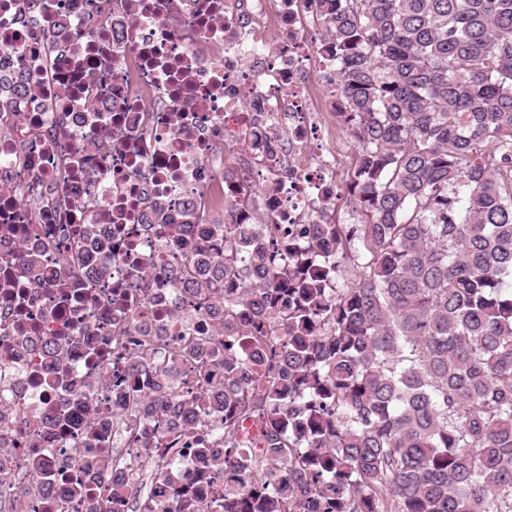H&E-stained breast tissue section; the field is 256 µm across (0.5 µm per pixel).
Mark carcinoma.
I'll use <instances>...</instances> for the list:
<instances>
[{
  "label": "carcinoma",
  "mask_w": 512,
  "mask_h": 512,
  "mask_svg": "<svg viewBox=\"0 0 512 512\" xmlns=\"http://www.w3.org/2000/svg\"><path fill=\"white\" fill-rule=\"evenodd\" d=\"M323 24L363 223L299 250L216 224L222 253L168 225L194 294L224 279L220 326L250 313L210 412L262 415L272 455L224 448L223 512H512V0H326ZM31 84L0 77V113Z\"/></svg>",
  "instance_id": "cac0c4a2"
}]
</instances>
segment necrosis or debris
Listing matches in <instances>:
<instances>
[{
  "label": "necrosis or debris",
  "instance_id": "obj_1",
  "mask_svg": "<svg viewBox=\"0 0 512 512\" xmlns=\"http://www.w3.org/2000/svg\"><path fill=\"white\" fill-rule=\"evenodd\" d=\"M323 12L322 0H0V74L34 79L0 114V512H142L147 497L155 512H199L223 499L197 454L223 455V416L148 410L129 389L151 391L167 369L198 396L196 341L215 333L168 225L268 224L300 247L310 225L335 222L320 193L344 191L342 144L319 140L343 99L320 56ZM21 194L67 204L35 224ZM94 197L105 207L87 209ZM47 343L65 353L64 379ZM139 351L148 362H131ZM107 455L111 471L86 468Z\"/></svg>",
  "mask_w": 512,
  "mask_h": 512
}]
</instances>
